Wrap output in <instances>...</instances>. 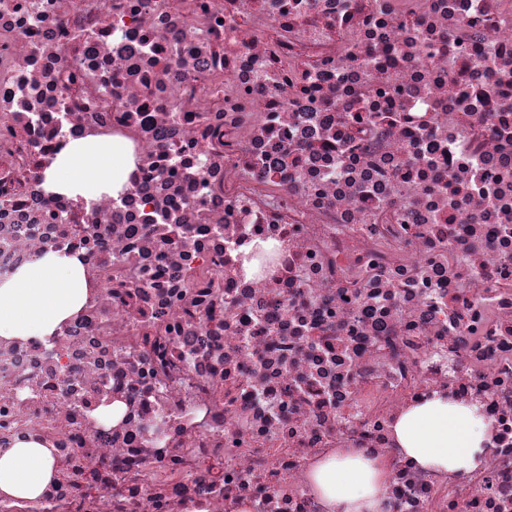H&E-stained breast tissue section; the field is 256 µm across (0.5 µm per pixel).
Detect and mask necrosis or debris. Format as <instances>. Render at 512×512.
Listing matches in <instances>:
<instances>
[{
    "mask_svg": "<svg viewBox=\"0 0 512 512\" xmlns=\"http://www.w3.org/2000/svg\"><path fill=\"white\" fill-rule=\"evenodd\" d=\"M75 138L127 189L47 193ZM49 252L92 286L0 337V449L55 459L0 512H326L346 451L389 512H512V0H0V282ZM437 394L459 476L392 437ZM393 436L411 464L448 475L475 468L484 440L476 407L448 401L446 396H434L405 411Z\"/></svg>",
    "mask_w": 512,
    "mask_h": 512,
    "instance_id": "4bbe7bcc",
    "label": "necrosis or debris"
}]
</instances>
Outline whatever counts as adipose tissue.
Returning <instances> with one entry per match:
<instances>
[{
    "instance_id": "obj_1",
    "label": "adipose tissue",
    "mask_w": 512,
    "mask_h": 512,
    "mask_svg": "<svg viewBox=\"0 0 512 512\" xmlns=\"http://www.w3.org/2000/svg\"><path fill=\"white\" fill-rule=\"evenodd\" d=\"M129 159L121 145L71 141L45 172L46 186L72 200L91 201L121 188ZM89 283L77 258L48 253L0 284V337L52 335L85 302ZM404 457L414 466L448 475L475 468L482 453L483 425L476 408L435 396L405 411L393 427ZM49 448L34 440L0 453V496L38 498L54 476ZM384 470L361 455L332 457L311 475L327 512H385Z\"/></svg>"
}]
</instances>
